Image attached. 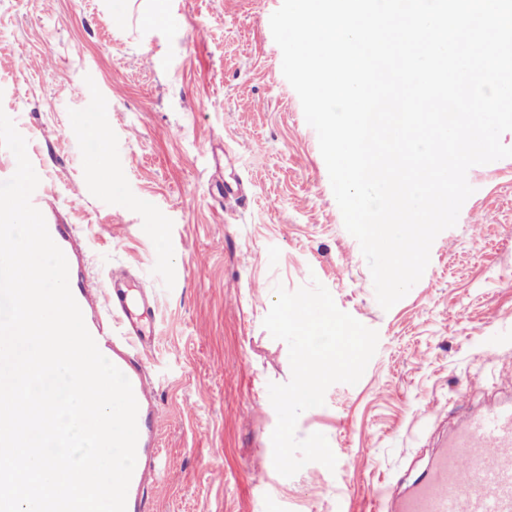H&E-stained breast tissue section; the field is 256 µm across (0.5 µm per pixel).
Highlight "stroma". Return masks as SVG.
<instances>
[{
  "instance_id": "35a3bbf8",
  "label": "stroma",
  "mask_w": 512,
  "mask_h": 512,
  "mask_svg": "<svg viewBox=\"0 0 512 512\" xmlns=\"http://www.w3.org/2000/svg\"><path fill=\"white\" fill-rule=\"evenodd\" d=\"M283 0H0V110L71 225L87 281L129 269L156 297L146 359L167 477L152 512H379L427 470L467 410L512 398V158L473 194L420 281L379 305L315 130L282 72ZM318 279L379 335L357 384L330 386L297 435L335 469L273 465L268 393L291 378L263 320L275 285Z\"/></svg>"
}]
</instances>
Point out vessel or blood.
<instances>
[{"label":"vessel or blood","mask_w":512,"mask_h":512,"mask_svg":"<svg viewBox=\"0 0 512 512\" xmlns=\"http://www.w3.org/2000/svg\"><path fill=\"white\" fill-rule=\"evenodd\" d=\"M129 277L126 270L113 272L97 291L73 272L69 285L100 352L131 383L138 441L126 512H150L149 491L166 472L157 447L159 398L145 365L155 343V298L150 292L131 295ZM395 512H512V403L468 414L444 440L426 474L398 499Z\"/></svg>","instance_id":"1"}]
</instances>
